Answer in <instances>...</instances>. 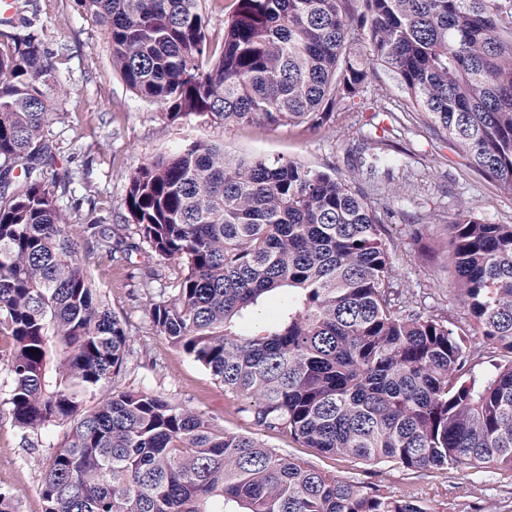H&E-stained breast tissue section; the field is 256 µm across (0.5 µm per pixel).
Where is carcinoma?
Returning <instances> with one entry per match:
<instances>
[{
  "label": "carcinoma",
  "mask_w": 512,
  "mask_h": 512,
  "mask_svg": "<svg viewBox=\"0 0 512 512\" xmlns=\"http://www.w3.org/2000/svg\"><path fill=\"white\" fill-rule=\"evenodd\" d=\"M204 0H76L127 88L165 121L334 127L370 65L438 139L512 193V0H236L219 44ZM0 20V355L14 424L48 440L45 512H431L370 492L147 392L112 390L129 333L90 250L176 262L150 318L258 426L324 455L419 473L512 472V224L448 225L461 324L414 309L375 203L334 172L192 141L141 165L139 241L75 225L49 128L67 95L26 0ZM366 140L372 167L401 165ZM22 172L14 174L16 166ZM489 352L502 361L476 369ZM64 428L54 443V433Z\"/></svg>",
  "instance_id": "1"
}]
</instances>
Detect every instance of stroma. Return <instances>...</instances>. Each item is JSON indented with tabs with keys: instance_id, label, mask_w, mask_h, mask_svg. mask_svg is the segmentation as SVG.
I'll return each mask as SVG.
<instances>
[{
	"instance_id": "1",
	"label": "stroma",
	"mask_w": 512,
	"mask_h": 512,
	"mask_svg": "<svg viewBox=\"0 0 512 512\" xmlns=\"http://www.w3.org/2000/svg\"><path fill=\"white\" fill-rule=\"evenodd\" d=\"M44 48L59 58L68 95L54 104L52 127L57 167L74 175L71 213L82 222L106 219L116 234L133 230L124 220L129 175L142 163L188 140L223 143L237 153L284 156L338 175L371 199L388 206L385 236L401 288L414 293L425 309L457 322L460 302L448 298V220L467 210L493 224H512V194L469 167L463 156L431 135L417 118L392 130L384 106L398 97L394 80L375 67L365 96L372 107L349 113L346 132H318L301 126L278 129L226 128L199 119L174 124L161 120L154 105L137 98L113 69L107 43L75 0H31ZM389 136L402 155V167L369 172L354 161L362 137ZM145 253L112 261L91 255L88 270L107 307L126 326L133 355L113 387L145 391L215 418L224 429L253 435L269 448L328 470L344 481L384 488L427 501L437 512H512V473L459 467L416 475L393 462H365L306 448L254 425L238 402L210 374L160 336L149 317L142 286ZM10 376L0 367V488L16 496L18 512H44L40 494L46 444L24 440L12 422L6 398Z\"/></svg>"
}]
</instances>
